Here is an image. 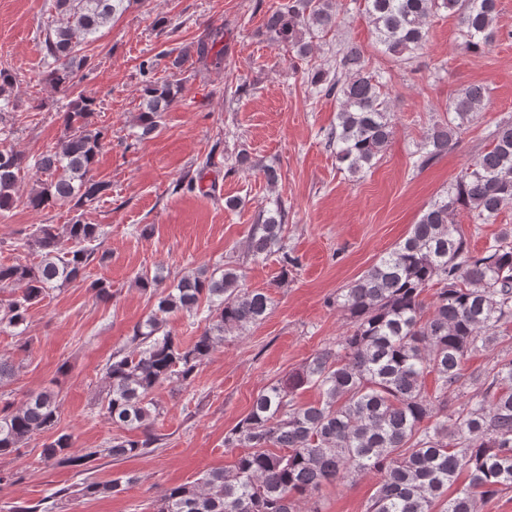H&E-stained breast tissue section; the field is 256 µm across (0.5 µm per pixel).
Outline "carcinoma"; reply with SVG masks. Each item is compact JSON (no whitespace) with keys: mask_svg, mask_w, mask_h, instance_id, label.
<instances>
[{"mask_svg":"<svg viewBox=\"0 0 512 512\" xmlns=\"http://www.w3.org/2000/svg\"><path fill=\"white\" fill-rule=\"evenodd\" d=\"M62 16L45 30L46 69L41 83L67 93L88 65L82 45L112 19V0H53ZM384 53L404 58L428 40L427 18L440 11L455 17L462 45L479 51L493 42L497 0H363ZM336 24L335 0H287L269 11L268 40L300 60L311 54L306 38ZM16 76L0 69V213L13 208L15 187L25 158L7 144L4 114ZM311 84L341 101L336 126L326 143L336 161L354 177L380 160L394 135L382 75L367 68L362 52L349 47L336 60V73L323 68ZM177 79L145 81L137 138L159 128L161 114L182 98ZM487 90L472 85L444 105L447 118L422 142L416 167L424 169L448 152L466 125L485 107ZM96 100L80 97L61 113L66 135L36 161L45 176L26 197L35 210L71 203L81 209L106 194L110 184L94 178L96 158L109 130L90 121ZM489 148L477 154L455 183L422 212L408 236L379 255L359 278L336 294V309L346 330L295 373L264 385L249 414L224 438L237 449L232 466L206 472L192 484L167 488L157 512H320L323 485L353 483L379 475L366 512H477L512 489V357L482 372H461L470 353L503 340L512 323V227H505L484 251L474 252L455 215L466 210L478 224H494L512 205V120L496 124ZM286 209L277 202L253 225L248 254H281ZM98 224L77 217L58 232L42 224L25 246L40 256L36 266L0 265V286H22L21 294L0 299V330L24 325L30 307L49 291L83 277L98 254ZM142 290L155 297L154 308L136 324L128 347L112 354L105 367L101 409L120 430L107 453L115 458L150 453L161 438L151 430L158 412L152 392L177 380L191 381L197 369L224 342V332L261 323L270 310L264 292L250 290L235 266L200 269L159 289L156 276H138ZM434 290L432 301L424 293ZM206 306L207 328L190 345L168 329L172 313L196 314ZM434 376L435 389H425ZM476 391L448 410V393L465 382ZM301 389H314V403L296 401ZM60 399L52 390L28 394L17 408H0V457L21 455L38 432L52 433L43 445L44 461L57 466L92 462L99 451L72 453L73 434L58 428ZM468 483L457 485L462 472ZM130 479L87 480L82 495H118Z\"/></svg>","mask_w":512,"mask_h":512,"instance_id":"cac0c4a2","label":"carcinoma"}]
</instances>
